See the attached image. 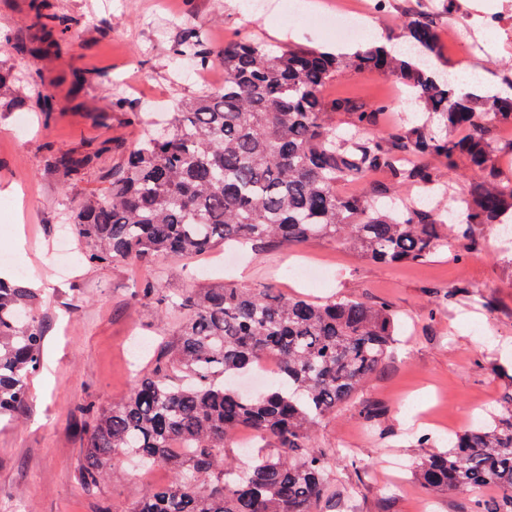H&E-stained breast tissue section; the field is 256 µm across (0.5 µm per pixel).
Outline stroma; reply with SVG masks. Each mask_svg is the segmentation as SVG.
I'll return each instance as SVG.
<instances>
[{
	"label": "stroma",
	"instance_id": "35a3bbf8",
	"mask_svg": "<svg viewBox=\"0 0 512 512\" xmlns=\"http://www.w3.org/2000/svg\"><path fill=\"white\" fill-rule=\"evenodd\" d=\"M176 18L165 0H57L75 25L63 55L29 60L41 87L55 98L51 117L25 108L29 130L16 113L0 112V268L26 270L37 288L44 334L42 365L30 381L32 400L18 421L0 423V512H97L101 502L127 512L147 487L168 485L174 475L155 467L150 476L128 468L93 494L80 483L84 437L78 407L105 406L128 394L132 364L152 362L172 339L179 315L140 303L135 293L155 281L161 294L222 283L265 286L274 292L323 302L346 297L387 305L399 333L395 350L364 383L354 405L325 419L314 447L337 449L320 512H474L475 501L496 504L490 487L480 496L433 491L417 476L426 452L445 450L450 438L499 410L512 388V269L501 261L494 225L482 230L483 248L463 260L442 249L422 263L380 265L336 242L272 245L147 266L92 265L72 253L52 268L49 251L74 200L108 185L106 173L163 119L175 102L206 87L180 75L171 45L192 24L213 46L245 37L274 47L287 44L324 51L335 38L315 20L310 0H183ZM459 23L440 69L481 72L488 84L512 79V0H459ZM99 74L83 89L72 71ZM399 81L378 73L340 74L328 96L365 101L393 99ZM144 112L133 122L121 100ZM92 151L94 163L75 182L49 167L54 153ZM467 285L481 302L451 288ZM378 410L375 423L360 407ZM430 439L420 447V436ZM352 443L353 453L340 447ZM402 465V484L392 482L387 462Z\"/></svg>",
	"mask_w": 512,
	"mask_h": 512
}]
</instances>
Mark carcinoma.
Listing matches in <instances>:
<instances>
[{
  "label": "carcinoma",
  "instance_id": "1",
  "mask_svg": "<svg viewBox=\"0 0 512 512\" xmlns=\"http://www.w3.org/2000/svg\"><path fill=\"white\" fill-rule=\"evenodd\" d=\"M34 25L65 34L71 16L52 0H29ZM458 0L408 13L409 49L362 44L351 54L288 46L273 50L240 38L216 49L192 26L172 53L200 66L224 64V86L176 103L163 135L149 134L112 168L109 185L71 210L72 231L90 264L147 266L211 254L231 243L345 244L381 264L423 262L440 248L456 260L481 250L479 229L512 224V178L500 173L494 137L512 126V97L478 96L467 79L437 69L441 16ZM343 72L387 74L411 91L424 115L400 118L379 132L391 103L328 98ZM34 80L0 63V112L27 104ZM348 115L336 133L328 116ZM95 155L57 154L52 167L78 179ZM443 163L444 170L432 165ZM471 168L461 214L401 198L407 187L430 197L454 193L445 173ZM371 182L363 195L344 182ZM181 312L163 358L142 367L127 396L110 407H80L86 435L82 487L96 492L126 457L163 465L174 481L154 487L129 512H318L333 453L312 448V431L348 404L388 357L395 319L388 307L338 298L315 302L265 289L217 285L169 301ZM40 296L0 280V421L28 406L40 368L43 332L34 312ZM276 354V386L246 394L237 378ZM492 422L472 428L426 455L419 479L429 488L468 491L494 485L499 512H512V392ZM249 426L277 448L245 466L226 460L236 429Z\"/></svg>",
  "mask_w": 512,
  "mask_h": 512
}]
</instances>
